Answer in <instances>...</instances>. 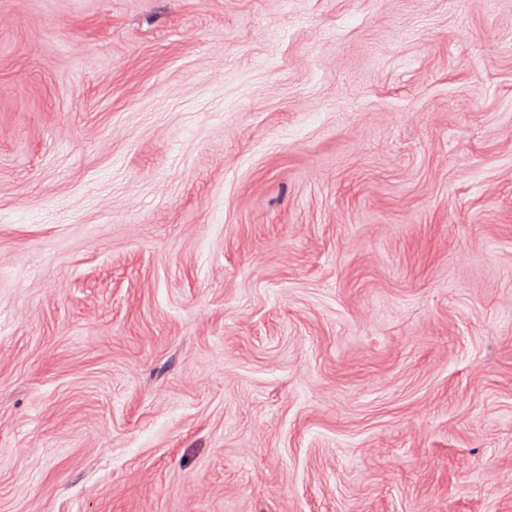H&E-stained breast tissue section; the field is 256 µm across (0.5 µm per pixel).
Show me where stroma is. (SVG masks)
Listing matches in <instances>:
<instances>
[{
    "mask_svg": "<svg viewBox=\"0 0 512 512\" xmlns=\"http://www.w3.org/2000/svg\"><path fill=\"white\" fill-rule=\"evenodd\" d=\"M0 512H512V0H0Z\"/></svg>",
    "mask_w": 512,
    "mask_h": 512,
    "instance_id": "stroma-1",
    "label": "stroma"
}]
</instances>
